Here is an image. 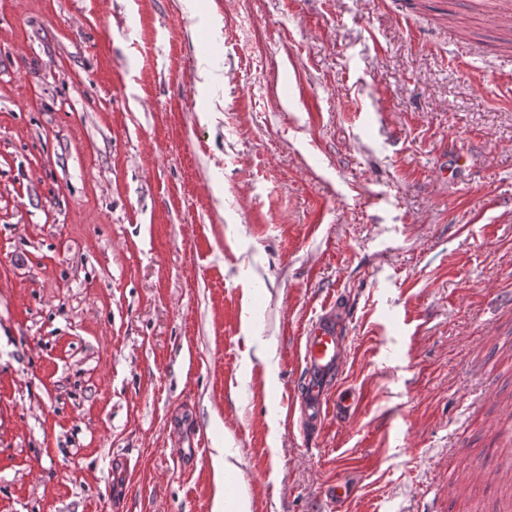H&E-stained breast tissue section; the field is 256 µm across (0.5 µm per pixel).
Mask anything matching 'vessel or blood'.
Wrapping results in <instances>:
<instances>
[{"instance_id": "b4317fda", "label": "vessel or blood", "mask_w": 512, "mask_h": 512, "mask_svg": "<svg viewBox=\"0 0 512 512\" xmlns=\"http://www.w3.org/2000/svg\"><path fill=\"white\" fill-rule=\"evenodd\" d=\"M345 342L334 320L321 317L313 321L299 340L303 379L298 391L299 410L305 430L318 435L328 413L337 418L350 415L352 405L346 399L330 401L337 380Z\"/></svg>"}]
</instances>
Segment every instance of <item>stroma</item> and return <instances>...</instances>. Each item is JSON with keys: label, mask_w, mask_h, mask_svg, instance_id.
I'll list each match as a JSON object with an SVG mask.
<instances>
[{"label": "stroma", "mask_w": 512, "mask_h": 512, "mask_svg": "<svg viewBox=\"0 0 512 512\" xmlns=\"http://www.w3.org/2000/svg\"><path fill=\"white\" fill-rule=\"evenodd\" d=\"M511 37L480 0H0V512H512ZM329 306L360 400L313 443ZM345 348L344 337L334 320L321 317L300 336L303 379L298 391L299 410L305 430L317 436L329 412V395L337 380Z\"/></svg>", "instance_id": "1"}]
</instances>
